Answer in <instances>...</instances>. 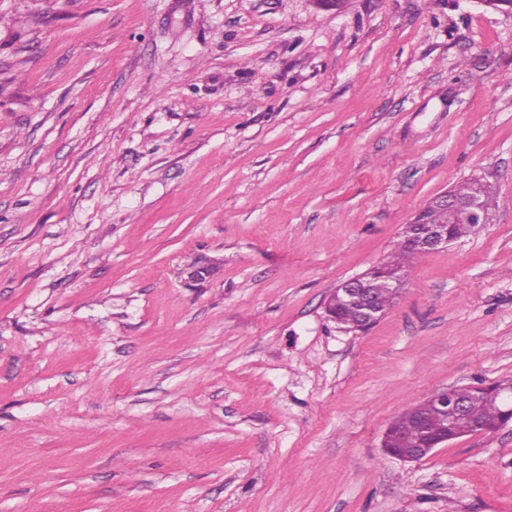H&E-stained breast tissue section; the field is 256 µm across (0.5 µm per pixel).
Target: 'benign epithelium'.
I'll use <instances>...</instances> for the list:
<instances>
[{"label": "benign epithelium", "instance_id": "7a95c632", "mask_svg": "<svg viewBox=\"0 0 512 512\" xmlns=\"http://www.w3.org/2000/svg\"><path fill=\"white\" fill-rule=\"evenodd\" d=\"M435 207L448 213L449 224H429L424 212L417 211L411 221L402 227V237L412 247L421 252L439 250L454 242L449 232L452 224H468L476 230L487 223L484 210L478 197L461 199L451 193L444 192L433 200ZM403 276L389 272L381 267L341 282L334 288L325 303V313L329 320L338 322L336 303L348 302L355 305L357 320L349 325V329L365 330L388 313V309L380 307L378 297L381 293L400 287ZM473 398H491L499 401L502 406V418L493 424L474 425L473 433H491L512 420V382L491 385L478 384L469 388ZM428 402L433 409L452 422L468 419V401L461 398L458 390L450 387L432 394ZM460 437L454 433L433 438L428 446L416 448L410 455L402 456L406 461H419L428 456L434 449L448 446V442Z\"/></svg>", "mask_w": 512, "mask_h": 512}]
</instances>
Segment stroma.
Here are the masks:
<instances>
[{
	"instance_id": "stroma-1",
	"label": "stroma",
	"mask_w": 512,
	"mask_h": 512,
	"mask_svg": "<svg viewBox=\"0 0 512 512\" xmlns=\"http://www.w3.org/2000/svg\"><path fill=\"white\" fill-rule=\"evenodd\" d=\"M485 228L363 331L341 282L473 178ZM512 11L476 0H0V512H512ZM470 396L472 398H491L498 400L502 406V418L497 420L493 424L479 425L474 424L472 433L463 434H450L440 437L433 438L428 441V447L414 448L411 455H397L393 452V448H389L387 431L384 433L382 439V448L384 451L394 457L406 461H420L421 459L428 456L435 448L447 447L448 442L455 440L456 438L473 435L491 433L499 429L501 426L512 420V382L495 383L491 385L478 384L469 388ZM491 399H483L472 402L471 411L472 413L484 421H494L500 417V408L498 404ZM467 387V386H466ZM466 387H458V390L450 387L432 394L427 400L433 409L452 422L466 421L468 419V400L460 395H467ZM397 428V434L400 439V446L397 448H413L411 445L417 439L414 429L415 414L406 411L392 422Z\"/></svg>"
}]
</instances>
